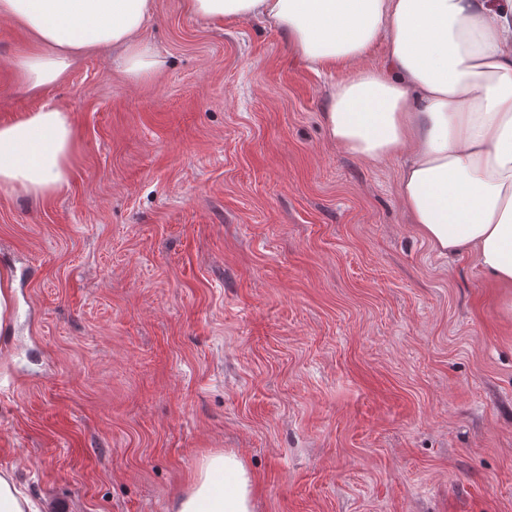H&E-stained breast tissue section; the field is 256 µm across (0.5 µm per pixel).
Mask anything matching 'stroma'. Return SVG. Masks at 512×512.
Wrapping results in <instances>:
<instances>
[{"mask_svg": "<svg viewBox=\"0 0 512 512\" xmlns=\"http://www.w3.org/2000/svg\"><path fill=\"white\" fill-rule=\"evenodd\" d=\"M165 60L111 51L24 93L0 20V123L70 112L68 188L0 196V471L41 512H173L237 451L255 512H512V318L417 235L400 162L332 142L286 32L153 0ZM15 311L14 288L10 273L0 272V331L13 321Z\"/></svg>", "mask_w": 512, "mask_h": 512, "instance_id": "obj_1", "label": "stroma"}]
</instances>
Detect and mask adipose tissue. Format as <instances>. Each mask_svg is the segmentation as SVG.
Instances as JSON below:
<instances>
[{
  "mask_svg": "<svg viewBox=\"0 0 512 512\" xmlns=\"http://www.w3.org/2000/svg\"><path fill=\"white\" fill-rule=\"evenodd\" d=\"M209 22L259 20L286 31L311 68L349 66L325 123L347 153L401 159L398 195L442 256L468 255L503 288L512 314V0H183ZM152 0H0L36 52L16 63L29 90L59 83L76 59L111 47L125 70L162 67L140 32ZM382 46L380 66L366 65ZM75 134L45 104L0 124V195L59 194ZM255 481L232 451L205 456L176 512H253Z\"/></svg>",
  "mask_w": 512,
  "mask_h": 512,
  "instance_id": "1",
  "label": "adipose tissue"
}]
</instances>
